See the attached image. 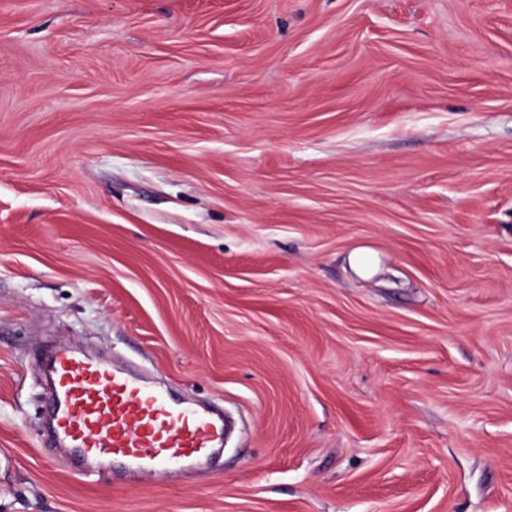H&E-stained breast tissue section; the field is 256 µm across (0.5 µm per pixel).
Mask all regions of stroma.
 <instances>
[{
  "label": "stroma",
  "instance_id": "1",
  "mask_svg": "<svg viewBox=\"0 0 512 512\" xmlns=\"http://www.w3.org/2000/svg\"><path fill=\"white\" fill-rule=\"evenodd\" d=\"M60 342L220 459L75 471ZM0 512H512V0H0Z\"/></svg>",
  "mask_w": 512,
  "mask_h": 512
}]
</instances>
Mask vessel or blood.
Returning a JSON list of instances; mask_svg holds the SVG:
<instances>
[{"mask_svg":"<svg viewBox=\"0 0 512 512\" xmlns=\"http://www.w3.org/2000/svg\"><path fill=\"white\" fill-rule=\"evenodd\" d=\"M49 371L54 438L76 460L154 473L207 456L223 439V419L176 403L125 369L63 348Z\"/></svg>","mask_w":512,"mask_h":512,"instance_id":"1","label":"vessel or blood"}]
</instances>
